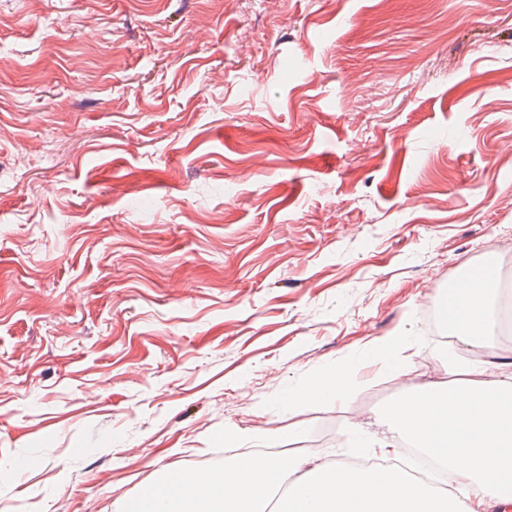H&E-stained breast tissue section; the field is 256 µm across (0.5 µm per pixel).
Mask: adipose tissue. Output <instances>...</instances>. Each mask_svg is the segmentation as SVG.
<instances>
[{"label":"adipose tissue","instance_id":"adipose-tissue-1","mask_svg":"<svg viewBox=\"0 0 512 512\" xmlns=\"http://www.w3.org/2000/svg\"><path fill=\"white\" fill-rule=\"evenodd\" d=\"M496 251L460 281L451 336L471 346L495 316L501 284ZM449 377L416 385L388 413L355 427L361 448L387 459L406 444L437 461L453 495L396 470L362 474L340 462L297 453H248L216 471L184 469L176 485L157 484L145 512H494L512 484V357L465 359L448 352Z\"/></svg>","mask_w":512,"mask_h":512}]
</instances>
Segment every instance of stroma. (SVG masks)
<instances>
[{"label":"stroma","mask_w":512,"mask_h":512,"mask_svg":"<svg viewBox=\"0 0 512 512\" xmlns=\"http://www.w3.org/2000/svg\"><path fill=\"white\" fill-rule=\"evenodd\" d=\"M492 249L512 283V0H0V512H116L291 422L354 457ZM405 336H385L375 339L369 346V353L382 361L386 367L400 374L405 373L412 354ZM339 393L340 390L330 382L312 378L305 387L300 389H291L287 397L280 398L279 404L283 410L288 409L289 415L293 413L299 401L303 399L312 401L331 399L335 395L337 397Z\"/></svg>","instance_id":"35a3bbf8"}]
</instances>
